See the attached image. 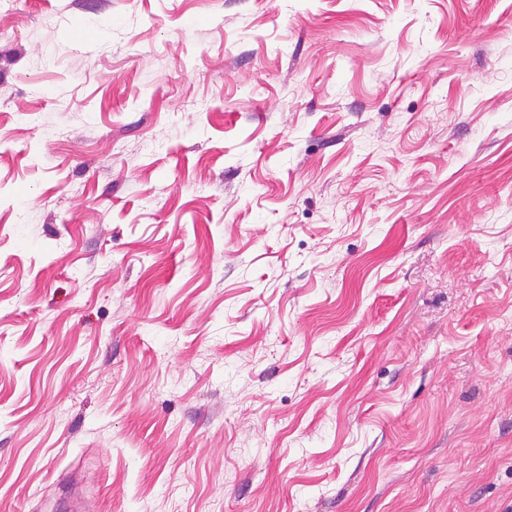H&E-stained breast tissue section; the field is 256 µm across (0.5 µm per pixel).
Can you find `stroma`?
<instances>
[{
	"label": "stroma",
	"instance_id": "1",
	"mask_svg": "<svg viewBox=\"0 0 512 512\" xmlns=\"http://www.w3.org/2000/svg\"><path fill=\"white\" fill-rule=\"evenodd\" d=\"M0 29V512H512V0Z\"/></svg>",
	"mask_w": 512,
	"mask_h": 512
}]
</instances>
